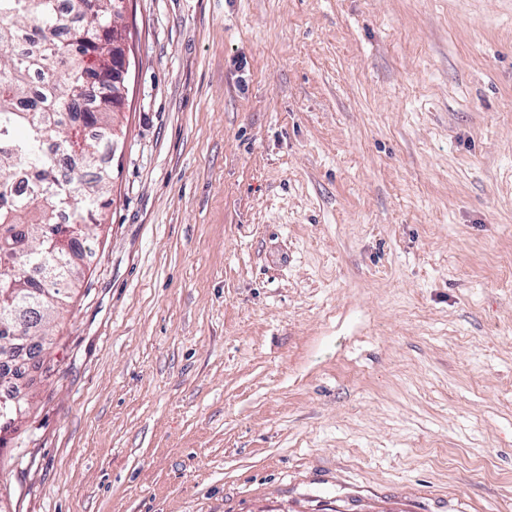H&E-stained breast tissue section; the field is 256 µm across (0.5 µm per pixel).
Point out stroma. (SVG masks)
<instances>
[{
	"label": "stroma",
	"instance_id": "35a3bbf8",
	"mask_svg": "<svg viewBox=\"0 0 512 512\" xmlns=\"http://www.w3.org/2000/svg\"><path fill=\"white\" fill-rule=\"evenodd\" d=\"M91 285L0 512H512V0H128Z\"/></svg>",
	"mask_w": 512,
	"mask_h": 512
}]
</instances>
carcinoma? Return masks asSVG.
<instances>
[{
	"label": "carcinoma",
	"instance_id": "cac0c4a2",
	"mask_svg": "<svg viewBox=\"0 0 512 512\" xmlns=\"http://www.w3.org/2000/svg\"><path fill=\"white\" fill-rule=\"evenodd\" d=\"M118 20L114 0H0V315L8 314L0 320V363L18 360L15 333H41L66 311L84 277L83 242L111 204L108 173L68 181L43 146L53 142L69 155L80 121L103 132L84 139L87 165L104 148L116 151V88L82 54L103 52L97 42L112 40ZM64 210L76 237L60 252L53 237ZM20 412L0 403V446Z\"/></svg>",
	"mask_w": 512,
	"mask_h": 512
}]
</instances>
